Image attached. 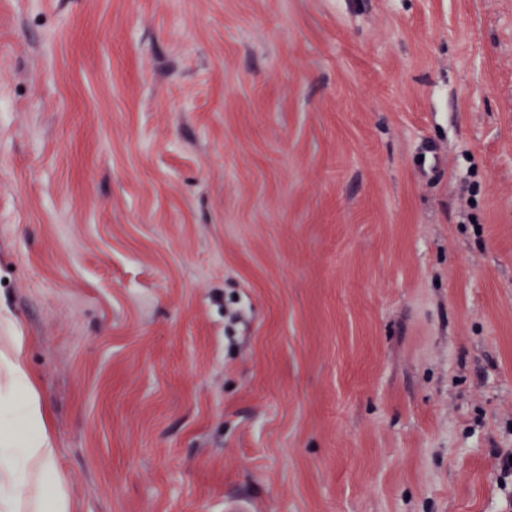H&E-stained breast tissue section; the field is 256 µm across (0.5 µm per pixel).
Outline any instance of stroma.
I'll list each match as a JSON object with an SVG mask.
<instances>
[{
    "mask_svg": "<svg viewBox=\"0 0 512 512\" xmlns=\"http://www.w3.org/2000/svg\"><path fill=\"white\" fill-rule=\"evenodd\" d=\"M0 314L74 512H512V0H0Z\"/></svg>",
    "mask_w": 512,
    "mask_h": 512,
    "instance_id": "1",
    "label": "stroma"
}]
</instances>
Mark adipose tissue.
<instances>
[{"label": "adipose tissue", "mask_w": 512, "mask_h": 512, "mask_svg": "<svg viewBox=\"0 0 512 512\" xmlns=\"http://www.w3.org/2000/svg\"><path fill=\"white\" fill-rule=\"evenodd\" d=\"M26 339L16 335L0 349V485L5 512H72L64 481L53 472L55 450L47 413L30 373L22 365Z\"/></svg>", "instance_id": "adipose-tissue-1"}]
</instances>
